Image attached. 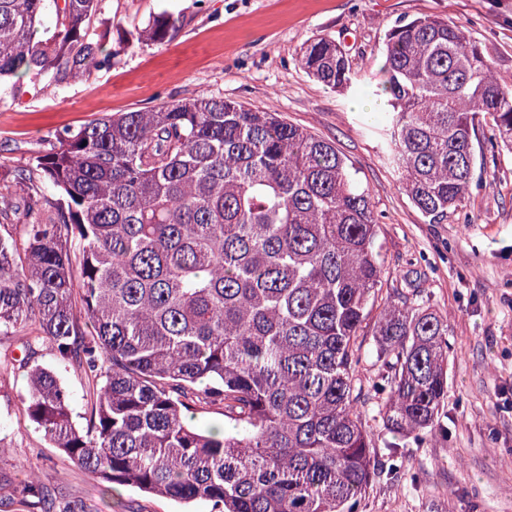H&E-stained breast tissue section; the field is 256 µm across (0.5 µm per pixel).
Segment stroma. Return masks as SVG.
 <instances>
[{"instance_id": "stroma-1", "label": "stroma", "mask_w": 512, "mask_h": 512, "mask_svg": "<svg viewBox=\"0 0 512 512\" xmlns=\"http://www.w3.org/2000/svg\"><path fill=\"white\" fill-rule=\"evenodd\" d=\"M164 12L182 23L175 38L139 42ZM422 16L463 26L496 76L512 84V0H106L108 48L119 64L60 87L26 84L0 99V193L13 191L15 168L47 149L54 132L201 94L278 113L333 143L372 191L389 287L417 280L451 324L444 430L418 442L377 429L379 458L393 450L407 466L371 483L362 512H512V160L487 165L489 188L473 192L448 221L427 223L365 124L361 93L331 89L298 64L306 44L323 36L341 46L353 70L378 73L387 30ZM126 39L134 48L124 49ZM37 330L30 323L0 335V512H43L19 493L31 479L76 512H210L203 501L183 505L131 487L104 494L29 421L28 371L13 357ZM32 360L56 369L82 419L93 399L84 368L57 364L42 342Z\"/></svg>"}]
</instances>
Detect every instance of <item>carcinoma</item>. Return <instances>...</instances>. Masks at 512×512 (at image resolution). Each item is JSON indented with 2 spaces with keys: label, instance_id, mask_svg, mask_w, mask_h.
<instances>
[{
  "label": "carcinoma",
  "instance_id": "carcinoma-1",
  "mask_svg": "<svg viewBox=\"0 0 512 512\" xmlns=\"http://www.w3.org/2000/svg\"><path fill=\"white\" fill-rule=\"evenodd\" d=\"M105 0H0V86L110 68ZM51 12L54 24L44 25ZM161 13L142 39L172 40ZM381 81L330 38L298 63L382 102L385 162L440 224L484 168L478 131L512 157V85L446 17L392 26ZM0 194V334L39 322L58 362L100 381L86 426L54 369L29 364L26 413L108 488L211 512H358L385 468L369 421L441 430L450 325L417 288H384L371 192L329 141L277 113L198 95L54 135ZM57 198H48L46 190ZM373 353L374 414L360 379ZM219 407L228 426L187 421Z\"/></svg>",
  "mask_w": 512,
  "mask_h": 512
}]
</instances>
